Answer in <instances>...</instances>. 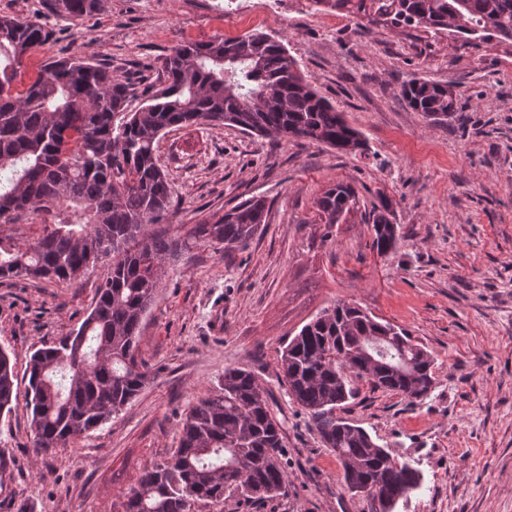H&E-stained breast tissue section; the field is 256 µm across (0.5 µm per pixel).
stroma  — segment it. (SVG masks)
Instances as JSON below:
<instances>
[{
  "instance_id": "stroma-1",
  "label": "stroma",
  "mask_w": 512,
  "mask_h": 512,
  "mask_svg": "<svg viewBox=\"0 0 512 512\" xmlns=\"http://www.w3.org/2000/svg\"><path fill=\"white\" fill-rule=\"evenodd\" d=\"M0 15L37 17L52 32L24 56L23 82L50 60L86 57L128 79L133 110L146 85L163 82L178 44L270 34L369 144L350 154L224 124L159 136L172 198L158 231L183 233L251 196L270 203L267 222L245 248L201 243L171 263L136 351L150 382L68 447H33L27 364L79 327L108 265L71 281L0 279V348L18 393L0 415V512H123L144 471L178 447L190 406L228 368L255 374L283 425L288 491L195 512H371L345 489L338 458L279 376L283 347L339 300L404 328L434 359L424 400L357 378L356 397L338 411L419 471V487L394 512H512V43L380 24L362 35L351 16L311 0H101L76 21L48 0H0ZM415 78L448 84L457 118L434 124L413 111L401 89ZM338 182L357 200L330 226L315 201ZM382 197L400 231L385 256L370 230Z\"/></svg>"
}]
</instances>
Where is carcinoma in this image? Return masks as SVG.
I'll return each instance as SVG.
<instances>
[{"mask_svg":"<svg viewBox=\"0 0 512 512\" xmlns=\"http://www.w3.org/2000/svg\"><path fill=\"white\" fill-rule=\"evenodd\" d=\"M71 20L97 10L99 0H50ZM344 9L364 22L448 30L465 41H512V0H311ZM50 32L39 19L0 16V221L38 220L32 243L0 236V277L72 280L100 261L110 276L75 335L32 353L27 405L33 448H64L109 421L146 386L135 352L166 263L200 242L245 246L266 223V203L248 198L223 215L168 237L150 231L162 222L171 185L157 164L156 139L166 129L226 124L257 136L323 143L344 153L367 150L361 133L309 85L270 35L187 42L166 58L164 86L128 110L129 85L112 69L71 55L45 65L15 90L23 57ZM402 96L434 123L455 117L448 86L413 79ZM354 189L336 183L316 201L325 223L337 224L354 203ZM391 202L373 206L372 246L394 251ZM430 354L401 328L339 301L305 324L280 356L288 394L308 414L323 445L336 453L343 481L365 484L372 512H393L419 485V472L391 458L362 428L336 416L354 398V376L369 370L375 389L409 399L430 395ZM256 376L227 368L218 386L192 405L166 462L144 472L124 512H194L199 502L224 503L286 491L287 450ZM14 365L0 349V413L11 410Z\"/></svg>","mask_w":512,"mask_h":512,"instance_id":"obj_1","label":"carcinoma"}]
</instances>
